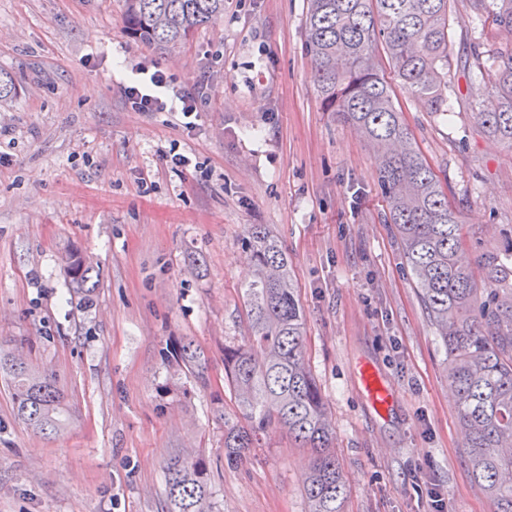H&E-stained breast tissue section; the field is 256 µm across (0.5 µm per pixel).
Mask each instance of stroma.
<instances>
[{
    "mask_svg": "<svg viewBox=\"0 0 512 512\" xmlns=\"http://www.w3.org/2000/svg\"><path fill=\"white\" fill-rule=\"evenodd\" d=\"M447 116L384 77L439 175L469 244L512 241V150L473 117L494 98L473 50L503 47L492 11L452 0ZM307 0H224V15L183 48L130 37L122 0H0V345L53 372L71 409L46 436L16 415L0 377V512H166L169 458L203 455L212 512H308L307 449L268 430L227 464L223 405L240 414L224 349L248 340L247 227L288 253L305 316L307 364L334 430L345 512H493L471 475L448 356L407 266L364 136L321 111L304 49ZM172 86L204 79L194 128L137 112L128 66ZM189 167L166 165L167 153ZM99 269L89 302L69 291L64 257ZM199 345L210 380L172 356ZM373 366L396 395L383 415L357 393Z\"/></svg>",
    "mask_w": 512,
    "mask_h": 512,
    "instance_id": "35a3bbf8",
    "label": "stroma"
}]
</instances>
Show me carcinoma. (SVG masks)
Segmentation results:
<instances>
[{
	"label": "carcinoma",
	"instance_id": "1",
	"mask_svg": "<svg viewBox=\"0 0 512 512\" xmlns=\"http://www.w3.org/2000/svg\"><path fill=\"white\" fill-rule=\"evenodd\" d=\"M450 0H307L304 45L313 66L321 110L359 129L380 154L387 223L396 227L426 308L448 350L458 392L459 425L473 476L494 512H512V249L484 251L480 275L466 261L463 230L440 180L380 74L382 47L402 87L430 113L448 111ZM130 36L174 50L224 15V0H124ZM498 29L512 32V0H498ZM496 105L474 113L487 136L512 149V49L486 67ZM254 279L244 288L248 344L224 348V371L243 420L224 421V457L249 458L271 427L311 449L303 484L309 512H343L347 485L332 446V426L305 359L304 313L279 241L264 224L249 225ZM74 294L90 299L98 273L82 253L66 255ZM175 353L188 374L206 384L204 352L181 342ZM0 373L13 390L19 418L50 435L65 426L67 405L52 373L0 350ZM166 512H210L207 463L171 457L166 466Z\"/></svg>",
	"mask_w": 512,
	"mask_h": 512
}]
</instances>
